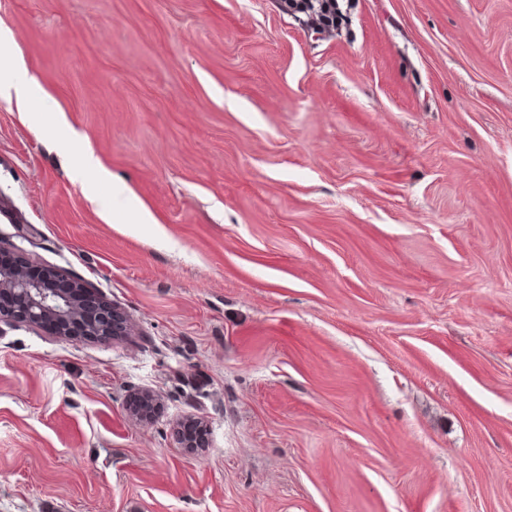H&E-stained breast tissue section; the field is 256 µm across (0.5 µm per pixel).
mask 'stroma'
Instances as JSON below:
<instances>
[{
    "mask_svg": "<svg viewBox=\"0 0 512 512\" xmlns=\"http://www.w3.org/2000/svg\"><path fill=\"white\" fill-rule=\"evenodd\" d=\"M349 4L0 0V248L135 325H0V512H512V0ZM300 12L315 18L324 28H337L344 18L338 0H300ZM46 95L21 58L0 60V99L15 102L20 112H43ZM52 121L54 128L61 135V147L66 150L79 149L78 136L69 126L65 113L61 110L54 111L52 115ZM81 170L84 176L90 177L87 188L85 190V198L90 202L96 199L97 186L106 183L111 188L112 197H123L120 204L132 206V202L125 195V188L120 183L112 182V177L99 164L98 159L92 151L82 149L80 158Z\"/></svg>",
    "mask_w": 512,
    "mask_h": 512,
    "instance_id": "1",
    "label": "stroma"
}]
</instances>
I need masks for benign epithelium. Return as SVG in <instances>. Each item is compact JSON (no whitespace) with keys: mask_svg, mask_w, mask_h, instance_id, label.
Returning <instances> with one entry per match:
<instances>
[{"mask_svg":"<svg viewBox=\"0 0 512 512\" xmlns=\"http://www.w3.org/2000/svg\"><path fill=\"white\" fill-rule=\"evenodd\" d=\"M61 275L51 271L45 277L35 280L29 276L28 267L10 261L4 262L0 255V293L11 292L23 301L20 313L0 308V324H26L41 327L52 323L59 336L66 335L65 326L79 318L84 284L70 280L72 289L59 287Z\"/></svg>","mask_w":512,"mask_h":512,"instance_id":"obj_1","label":"benign epithelium"}]
</instances>
